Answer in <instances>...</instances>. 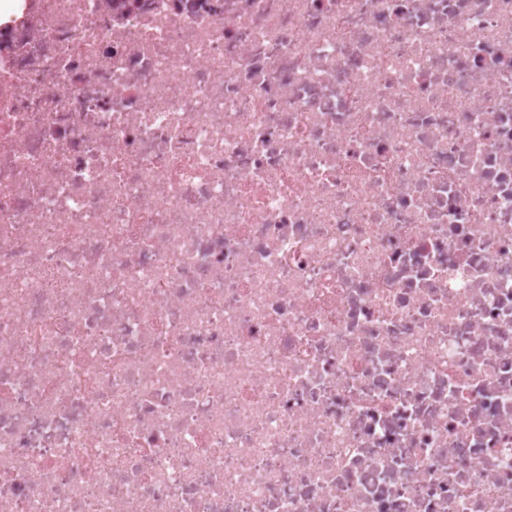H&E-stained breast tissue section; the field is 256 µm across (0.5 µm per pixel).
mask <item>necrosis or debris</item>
<instances>
[{"instance_id": "4bbe7bcc", "label": "necrosis or debris", "mask_w": 512, "mask_h": 512, "mask_svg": "<svg viewBox=\"0 0 512 512\" xmlns=\"http://www.w3.org/2000/svg\"><path fill=\"white\" fill-rule=\"evenodd\" d=\"M0 512H512V0L0 21Z\"/></svg>"}]
</instances>
